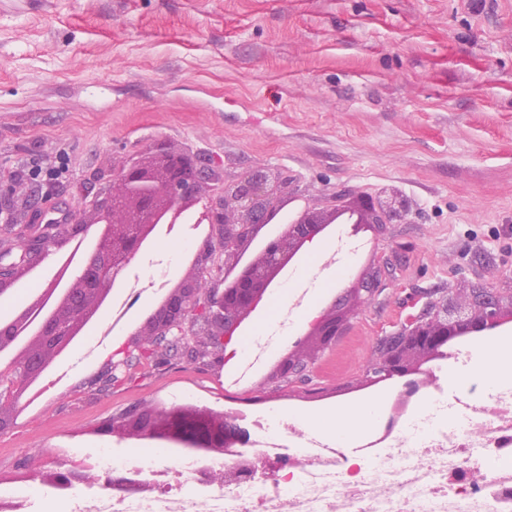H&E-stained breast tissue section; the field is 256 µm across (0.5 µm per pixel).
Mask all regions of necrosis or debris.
I'll return each mask as SVG.
<instances>
[{"instance_id":"necrosis-or-debris-1","label":"necrosis or debris","mask_w":512,"mask_h":512,"mask_svg":"<svg viewBox=\"0 0 512 512\" xmlns=\"http://www.w3.org/2000/svg\"><path fill=\"white\" fill-rule=\"evenodd\" d=\"M392 414L393 434L362 464L286 421L281 437L265 436L263 417L246 422L247 439L231 456L169 449L154 457L103 446L53 454L92 460L98 474L128 470L145 485L125 498L100 485L69 489L68 512H199L204 499L209 512H512V390L469 400L424 384ZM260 462L281 464L278 478L208 480Z\"/></svg>"}]
</instances>
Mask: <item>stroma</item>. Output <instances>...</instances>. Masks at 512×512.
Masks as SVG:
<instances>
[{
    "instance_id": "35a3bbf8",
    "label": "stroma",
    "mask_w": 512,
    "mask_h": 512,
    "mask_svg": "<svg viewBox=\"0 0 512 512\" xmlns=\"http://www.w3.org/2000/svg\"><path fill=\"white\" fill-rule=\"evenodd\" d=\"M156 141L216 160L228 181L279 171L291 214L393 193L408 204L381 236L330 240L352 271L383 263L379 291L319 353L312 393L284 387L274 405L356 402L378 341L422 295L512 296V0H0V183L17 223L43 231ZM35 158L64 161L69 181L19 178ZM237 365L178 357L96 395L98 357L76 375L59 361L65 383L0 432V481L53 468L51 448L138 449L94 431L136 403L198 388L223 410Z\"/></svg>"
}]
</instances>
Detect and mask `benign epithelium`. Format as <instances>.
Segmentation results:
<instances>
[{"mask_svg":"<svg viewBox=\"0 0 512 512\" xmlns=\"http://www.w3.org/2000/svg\"><path fill=\"white\" fill-rule=\"evenodd\" d=\"M215 178V170L201 167L195 154L173 150L158 141L147 150V156L113 171L112 189L80 203L72 223L50 224L36 237H19L16 246L21 255L17 261H6L11 249L0 252L3 297L25 275L27 265L84 237L91 224L108 227L75 266L66 301L54 306L44 318L24 353L9 355L15 343V323L23 320L25 311H17L12 322H0V353L9 357L6 368L0 371V377L6 378V385L0 388L1 431L11 426L3 410L19 402L54 354L65 349L84 328L97 302L125 280L142 254L149 225L155 223L158 214L193 203L202 223L209 225V234L195 252L194 271L180 279L163 306L130 333L123 353L128 357L137 351L162 367L169 363L167 348L172 345L170 337L175 336L180 354L208 371L223 367L229 345L261 306L275 273L288 266L302 248L323 238L330 225L349 224L352 236L360 232L378 236L406 210L405 200L398 196L386 201H341L326 211L306 207L286 230L267 237L261 253L240 268L238 261L251 251L259 226L278 223L292 194L291 182L275 171L255 168L233 183L206 188L205 183ZM380 272V264L370 261L369 270L353 278L341 295L308 322L269 373L276 387L301 388L308 383L309 366L316 356L343 334L353 311L374 300ZM511 321L512 300L505 312L501 298L484 288L475 291L468 303L450 295L430 297L417 315L409 316L397 331L380 339L376 357L364 367L360 386L397 378L409 397L415 392L422 366L448 358V346L456 337L485 336ZM117 366V362L107 363L92 380L96 392L104 393L112 385ZM95 432L118 440L176 439L193 448L224 454L244 441L239 424L222 412L197 405L148 403L103 419ZM39 476L53 489L100 483L123 495L141 489L128 471L99 475L77 463H60Z\"/></svg>","mask_w":512,"mask_h":512,"instance_id":"1","label":"benign epithelium"}]
</instances>
